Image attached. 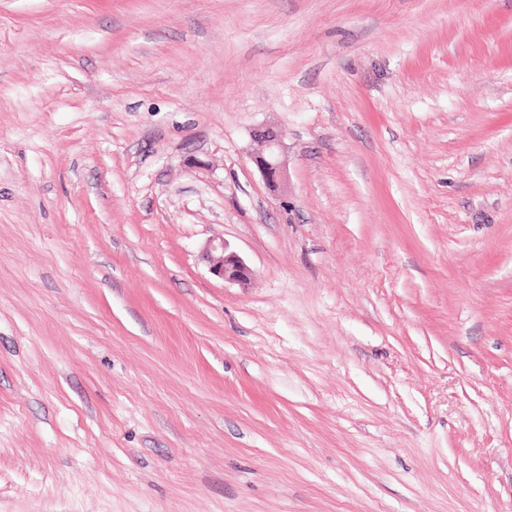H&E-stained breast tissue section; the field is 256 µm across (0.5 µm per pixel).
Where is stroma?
<instances>
[{"mask_svg": "<svg viewBox=\"0 0 512 512\" xmlns=\"http://www.w3.org/2000/svg\"><path fill=\"white\" fill-rule=\"evenodd\" d=\"M0 512H512V0H0ZM253 136L263 147L262 152L254 157V162L266 184L275 190L285 179V162L282 159L283 136L279 131L269 127L255 129ZM211 240L209 248L213 250L220 249L222 256L213 265L212 273L221 278L224 282L247 284L250 280L251 271L244 260L233 251H229L224 239H220L218 243Z\"/></svg>", "mask_w": 512, "mask_h": 512, "instance_id": "1", "label": "stroma"}]
</instances>
